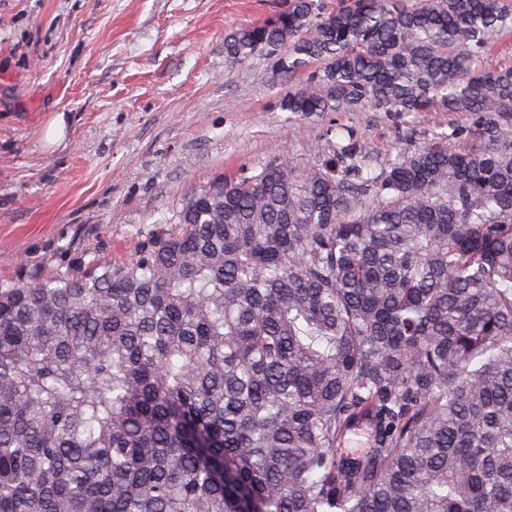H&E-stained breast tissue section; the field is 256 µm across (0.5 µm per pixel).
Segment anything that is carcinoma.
<instances>
[{"mask_svg": "<svg viewBox=\"0 0 512 512\" xmlns=\"http://www.w3.org/2000/svg\"><path fill=\"white\" fill-rule=\"evenodd\" d=\"M512 5L289 0L224 38L329 124L135 260L0 284V512H512ZM376 112H361L356 117V128L371 142L374 151L380 158L407 148L409 142L399 137L391 122L378 118ZM415 125L421 130L419 138L412 145L423 146L431 137L432 131L437 130L439 126L448 124V113L441 112H420L415 118Z\"/></svg>", "mask_w": 512, "mask_h": 512, "instance_id": "1", "label": "carcinoma"}]
</instances>
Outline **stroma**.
<instances>
[{
  "label": "stroma",
  "instance_id": "stroma-1",
  "mask_svg": "<svg viewBox=\"0 0 512 512\" xmlns=\"http://www.w3.org/2000/svg\"><path fill=\"white\" fill-rule=\"evenodd\" d=\"M287 0H0V283L94 257L130 261L183 197L273 157L307 158L325 129L278 107L271 62L224 60V37ZM65 114V140L44 132ZM379 157L406 148L360 113Z\"/></svg>",
  "mask_w": 512,
  "mask_h": 512
}]
</instances>
